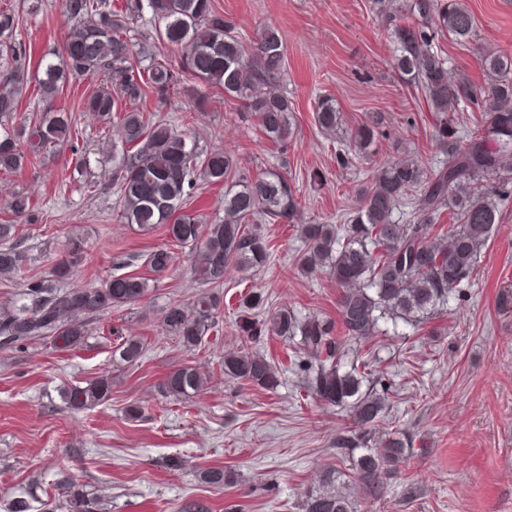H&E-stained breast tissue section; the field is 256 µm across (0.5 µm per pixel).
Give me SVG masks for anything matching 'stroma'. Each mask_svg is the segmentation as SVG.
I'll use <instances>...</instances> for the list:
<instances>
[{"mask_svg":"<svg viewBox=\"0 0 512 512\" xmlns=\"http://www.w3.org/2000/svg\"><path fill=\"white\" fill-rule=\"evenodd\" d=\"M474 17L468 41L439 36L452 80L472 86L488 81L482 57H512V0H461ZM19 8L16 39L34 55L61 48L74 25L61 0H0ZM215 0L245 40L275 29L286 47L280 84L294 107L296 132L286 145L261 134L255 120L225 100L222 92L196 81L172 98L161 116L189 128L199 148L234 154L236 170L224 181H199L185 213L212 224L224 218V192L240 174L268 170L287 174L303 207L281 224L266 225L272 248L259 271L228 266L224 280H198L187 249L157 279L147 299L115 307L93 320L83 347L58 348L52 339L0 350V510L15 497L43 512L68 474L108 504L107 512H179L189 500L210 512H298L305 491L338 468L336 436L351 423L346 410L307 395L301 373L292 370L285 343L265 339L256 349L276 363L280 384L265 390L225 378V352L238 349L237 301L248 288L264 291L270 308L288 305L300 315L337 318L339 289L323 272L306 274L297 257L304 249L303 224H340L358 208L375 172L410 156L436 166L443 155L432 139L436 114L393 66L391 16L399 0ZM100 84L79 78L58 98L70 112L72 144L34 159L13 175L0 174V223L11 221L12 196L38 193L41 221L19 227L27 254L25 275L47 276L69 239L79 238L86 261L66 280L69 288L97 286L129 271L147 274L145 254L165 244L164 228L150 233L116 218L119 187L112 176V133L82 108ZM333 99L342 116L336 133L323 131L314 112L319 99ZM377 123L374 150L338 165L350 151L351 135ZM90 164L73 169L74 152ZM319 171L325 180L312 184ZM477 256L478 277L450 295L424 330L414 336H376L358 345L359 358L379 359L392 389L384 428L399 430L414 450L397 465L382 500L360 498L361 512H512V313L497 298L512 286V201ZM214 293L216 325L192 352L160 324L163 309L192 304ZM129 337L146 351L134 365L116 366L112 349ZM202 367L208 384L200 394L167 398L158 385L174 369ZM108 373L112 398L92 409L65 408L60 387ZM138 407L137 418L127 410ZM222 467L236 484L215 489L199 470Z\"/></svg>","mask_w":512,"mask_h":512,"instance_id":"stroma-1","label":"stroma"}]
</instances>
